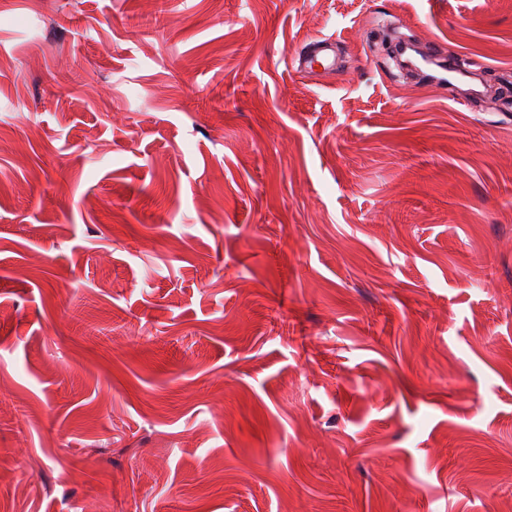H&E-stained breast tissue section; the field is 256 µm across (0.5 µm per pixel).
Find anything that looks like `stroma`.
<instances>
[{
	"label": "stroma",
	"mask_w": 512,
	"mask_h": 512,
	"mask_svg": "<svg viewBox=\"0 0 512 512\" xmlns=\"http://www.w3.org/2000/svg\"><path fill=\"white\" fill-rule=\"evenodd\" d=\"M507 93L512 0H0V512H512ZM336 42L329 37H316L309 40L300 51L291 55L289 60L297 64V70L324 74L336 73ZM427 54L420 55V59L426 65H436L439 67V70L435 71L434 74H429V81L436 84H445L449 83L448 74L455 73L459 74L458 70L455 68V62L448 58L447 62L444 64H438V59L441 56L442 52L440 47L435 43H427Z\"/></svg>",
	"instance_id": "35a3bbf8"
}]
</instances>
